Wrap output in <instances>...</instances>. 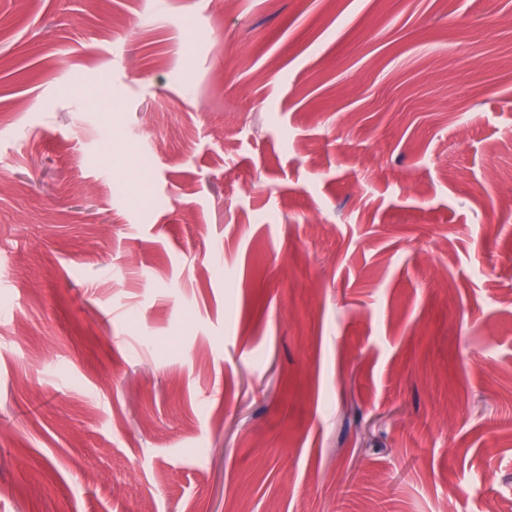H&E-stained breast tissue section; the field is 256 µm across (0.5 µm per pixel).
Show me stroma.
I'll return each mask as SVG.
<instances>
[{
    "mask_svg": "<svg viewBox=\"0 0 512 512\" xmlns=\"http://www.w3.org/2000/svg\"><path fill=\"white\" fill-rule=\"evenodd\" d=\"M512 0H0V512L512 507Z\"/></svg>",
    "mask_w": 512,
    "mask_h": 512,
    "instance_id": "1",
    "label": "stroma"
}]
</instances>
